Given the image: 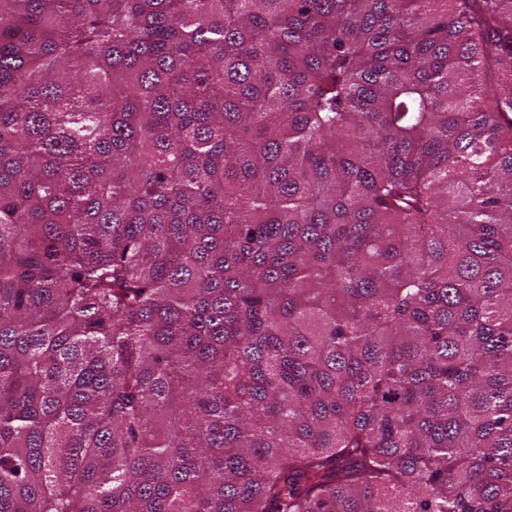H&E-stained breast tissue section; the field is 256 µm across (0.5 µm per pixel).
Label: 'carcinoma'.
<instances>
[{"label": "carcinoma", "mask_w": 512, "mask_h": 512, "mask_svg": "<svg viewBox=\"0 0 512 512\" xmlns=\"http://www.w3.org/2000/svg\"><path fill=\"white\" fill-rule=\"evenodd\" d=\"M0 512H512V0H0Z\"/></svg>", "instance_id": "cac0c4a2"}]
</instances>
